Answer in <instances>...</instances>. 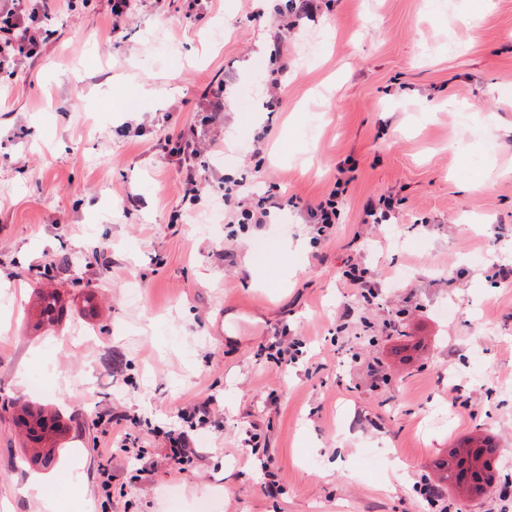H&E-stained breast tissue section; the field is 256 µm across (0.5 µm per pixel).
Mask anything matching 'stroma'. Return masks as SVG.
<instances>
[{
	"label": "stroma",
	"mask_w": 512,
	"mask_h": 512,
	"mask_svg": "<svg viewBox=\"0 0 512 512\" xmlns=\"http://www.w3.org/2000/svg\"><path fill=\"white\" fill-rule=\"evenodd\" d=\"M189 2L113 18L73 0L0 74V512H39L20 488L47 468L23 454L18 399L78 421L49 467L72 478L62 512H512V279L493 275L512 265V0H200L199 20ZM217 82L224 160L195 167L192 206L169 142L218 134L196 109ZM255 153L248 193L346 184L336 224L225 223L222 182ZM382 195L390 220L362 223ZM41 288L69 305L38 328ZM282 339L299 357L280 367ZM209 399L176 473L162 433ZM117 415L148 474L109 456ZM475 431L495 488L428 506L434 462Z\"/></svg>",
	"instance_id": "obj_1"
}]
</instances>
